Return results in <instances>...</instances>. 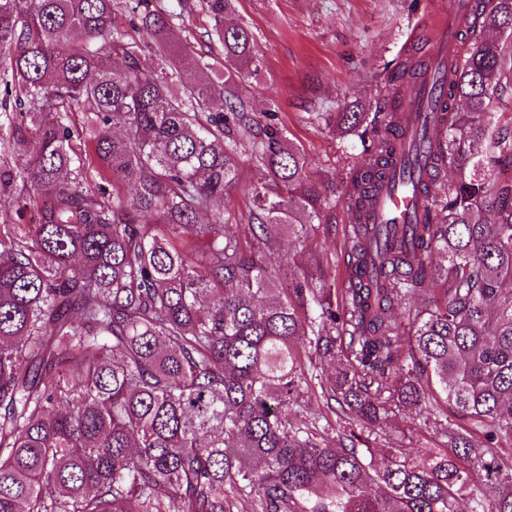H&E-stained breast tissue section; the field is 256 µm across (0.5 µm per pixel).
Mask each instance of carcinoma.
Here are the masks:
<instances>
[{
	"label": "carcinoma",
	"mask_w": 512,
	"mask_h": 512,
	"mask_svg": "<svg viewBox=\"0 0 512 512\" xmlns=\"http://www.w3.org/2000/svg\"><path fill=\"white\" fill-rule=\"evenodd\" d=\"M155 2L0 0V192L22 182L36 215L0 224V512H512V0H473L461 61L437 70L445 127L412 249L372 250L363 223L398 107L324 113L365 144L348 260L339 283L319 262L287 286L272 242L304 249L325 199L304 152L250 122L253 35L235 0ZM198 9L222 58L189 71L169 34ZM247 141L281 192L251 187L243 234L213 202ZM92 155L112 190L88 183ZM314 357L334 365L316 382ZM314 396L360 426L341 447L297 416ZM406 410L447 447L372 467L361 434Z\"/></svg>",
	"instance_id": "cac0c4a2"
}]
</instances>
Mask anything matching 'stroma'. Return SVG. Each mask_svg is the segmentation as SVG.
<instances>
[{"instance_id":"1","label":"stroma","mask_w":512,"mask_h":512,"mask_svg":"<svg viewBox=\"0 0 512 512\" xmlns=\"http://www.w3.org/2000/svg\"><path fill=\"white\" fill-rule=\"evenodd\" d=\"M448 11V0H236L235 18L254 34L260 70L242 83L239 93L256 126L275 119L308 159L309 180L323 192L324 221L312 227L305 254H296L288 238L274 247L282 281L312 271L314 260L342 269L345 258L342 228L348 216L342 205L343 184L363 156L358 138L340 137L323 115L358 103L382 106L390 97L410 96L408 86L393 88L390 76L397 62L428 55L434 22ZM205 13L185 16L174 26L173 40L191 42L194 51L182 63L197 68L215 63L221 52L209 45ZM237 184L221 206L234 224H247L249 188L261 178L250 151L239 161ZM376 462L391 451L437 448L441 438L423 417L408 412L393 415L368 435Z\"/></svg>"}]
</instances>
